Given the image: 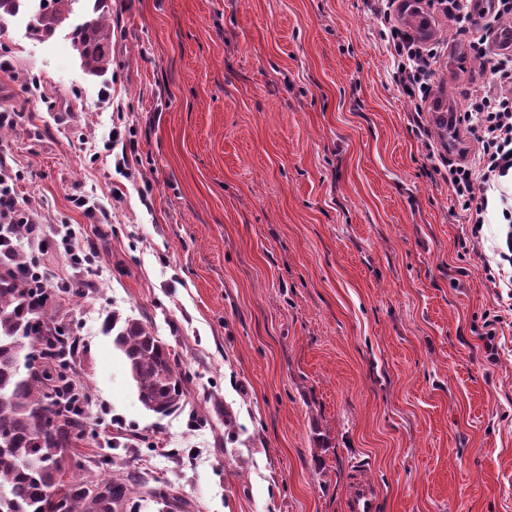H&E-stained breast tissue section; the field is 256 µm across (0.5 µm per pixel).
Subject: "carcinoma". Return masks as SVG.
Masks as SVG:
<instances>
[{
  "instance_id": "cac0c4a2",
  "label": "carcinoma",
  "mask_w": 512,
  "mask_h": 512,
  "mask_svg": "<svg viewBox=\"0 0 512 512\" xmlns=\"http://www.w3.org/2000/svg\"><path fill=\"white\" fill-rule=\"evenodd\" d=\"M80 0H39L30 15L33 38L46 40L66 25ZM104 0H95L94 17L69 33L73 50L83 70L92 76L106 74L112 66V27L102 11ZM30 9L28 0H0V21ZM404 24L423 30L426 21L419 7L411 4ZM17 251L0 269V512H54L58 491L69 498V512H127L140 488L170 512L184 502L167 486L150 485L147 474L127 471L112 475L114 446L107 441L92 453L73 450L76 442L96 437L90 427L92 395L77 371L81 344L72 324L54 321L45 325L49 300H40V290L29 287L18 273L22 266L41 263L27 253L23 241L34 232L27 224L8 226ZM112 343L124 356L139 401L149 410L165 415L179 410L189 379L176 355L143 320L112 314L104 325ZM40 347L41 363L35 371L19 368L29 349ZM107 477L85 478L91 471ZM105 490V507L99 508L93 492Z\"/></svg>"
}]
</instances>
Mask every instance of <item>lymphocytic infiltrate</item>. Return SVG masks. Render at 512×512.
<instances>
[{"label":"lymphocytic infiltrate","instance_id":"1","mask_svg":"<svg viewBox=\"0 0 512 512\" xmlns=\"http://www.w3.org/2000/svg\"><path fill=\"white\" fill-rule=\"evenodd\" d=\"M407 0H373L372 9L384 22L386 39L396 62L392 78L414 104L413 123L422 135L430 128L424 104L432 93L434 67L445 56L447 44L400 28L393 14L403 13ZM441 12L457 24V34L469 54L481 58L485 77L468 91L457 118V131L472 141L460 148L457 159H443L445 179L454 201L471 226L459 238L463 251H478L481 222L489 194L499 191L512 175V43L493 39L504 25L512 26V0H437ZM12 159L0 153V223L34 224L35 213L20 207L12 178Z\"/></svg>","mask_w":512,"mask_h":512}]
</instances>
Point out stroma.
Returning a JSON list of instances; mask_svg holds the SVG:
<instances>
[{
    "mask_svg": "<svg viewBox=\"0 0 512 512\" xmlns=\"http://www.w3.org/2000/svg\"><path fill=\"white\" fill-rule=\"evenodd\" d=\"M112 67L86 74L67 29L0 27V137L41 233L68 224L51 281L117 469L143 470L186 512H345L366 466L378 512H512V322L489 361L497 297L392 79L371 0H107ZM434 86L456 107L468 53ZM40 77L44 98L30 96ZM134 141L128 164L105 150ZM110 212L98 223L70 201ZM142 319L191 378L167 416L138 400L108 314ZM234 423L225 426V414ZM503 322V317L500 314L486 312L483 316L482 328L484 333H482V339L485 341V349L491 360H496L498 354L496 337L498 335V326L501 328Z\"/></svg>",
    "mask_w": 512,
    "mask_h": 512,
    "instance_id": "35a3bbf8",
    "label": "stroma"
}]
</instances>
